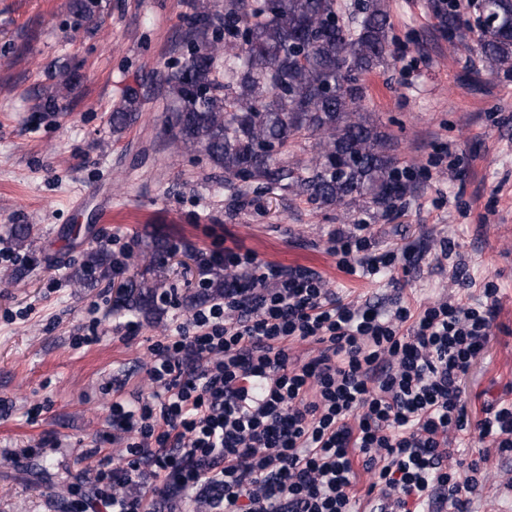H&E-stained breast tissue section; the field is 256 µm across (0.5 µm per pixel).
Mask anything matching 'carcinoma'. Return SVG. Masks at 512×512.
<instances>
[{
  "mask_svg": "<svg viewBox=\"0 0 512 512\" xmlns=\"http://www.w3.org/2000/svg\"><path fill=\"white\" fill-rule=\"evenodd\" d=\"M337 0H231L224 20L194 6L183 61L166 77L165 131L177 152L204 154L227 178H265L292 186L321 205L387 212L407 191L403 171L366 103L363 74L394 60L386 0H363L339 24ZM111 0H69L71 14L99 26ZM494 25L479 30L476 51L490 74L512 72V0H491ZM224 62L222 82L217 61ZM77 67L58 66L60 80L41 107L57 109L68 97ZM140 93L127 90L110 115L121 133L140 112ZM314 140L308 160L294 168L278 161L290 141ZM112 278V253H85L71 280ZM159 285L128 280L116 303L148 312Z\"/></svg>",
  "mask_w": 512,
  "mask_h": 512,
  "instance_id": "cac0c4a2",
  "label": "carcinoma"
}]
</instances>
